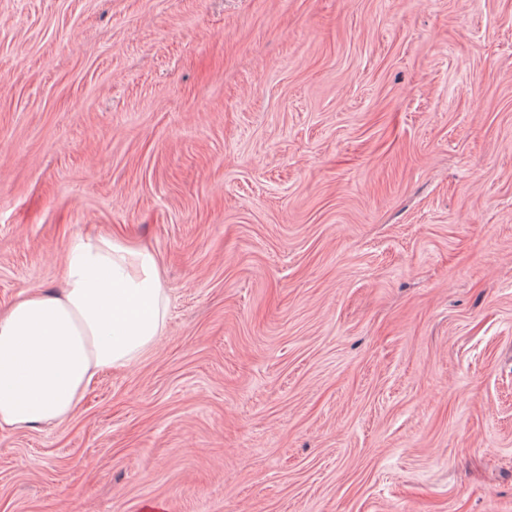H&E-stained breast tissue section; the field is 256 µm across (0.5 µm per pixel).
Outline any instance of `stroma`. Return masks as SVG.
<instances>
[{
	"label": "stroma",
	"mask_w": 512,
	"mask_h": 512,
	"mask_svg": "<svg viewBox=\"0 0 512 512\" xmlns=\"http://www.w3.org/2000/svg\"><path fill=\"white\" fill-rule=\"evenodd\" d=\"M105 233L166 331L0 512H512V0H0V311Z\"/></svg>",
	"instance_id": "stroma-1"
}]
</instances>
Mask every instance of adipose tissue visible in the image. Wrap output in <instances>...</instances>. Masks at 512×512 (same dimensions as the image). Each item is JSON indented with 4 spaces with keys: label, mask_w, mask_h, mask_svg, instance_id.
Returning <instances> with one entry per match:
<instances>
[{
    "label": "adipose tissue",
    "mask_w": 512,
    "mask_h": 512,
    "mask_svg": "<svg viewBox=\"0 0 512 512\" xmlns=\"http://www.w3.org/2000/svg\"><path fill=\"white\" fill-rule=\"evenodd\" d=\"M63 276L61 292L0 313V429L70 419L100 373L134 366L165 332L168 292L148 249L77 236Z\"/></svg>",
    "instance_id": "adipose-tissue-1"
}]
</instances>
